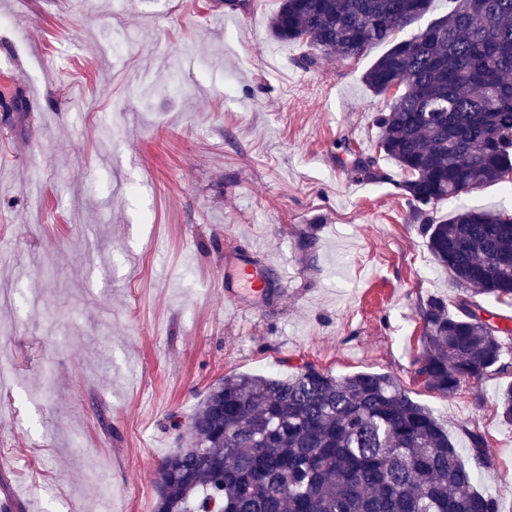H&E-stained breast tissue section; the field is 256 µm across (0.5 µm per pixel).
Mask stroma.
Segmentation results:
<instances>
[{
	"instance_id": "obj_1",
	"label": "stroma",
	"mask_w": 512,
	"mask_h": 512,
	"mask_svg": "<svg viewBox=\"0 0 512 512\" xmlns=\"http://www.w3.org/2000/svg\"><path fill=\"white\" fill-rule=\"evenodd\" d=\"M280 0H0V458L21 512H154L210 387L307 363L387 373L432 410L475 490L512 512V366L444 397L414 383L418 305L457 293L376 155L364 73L272 37ZM232 89H225V80ZM350 150H343V143ZM512 213L506 184L436 205ZM270 265L258 311L224 302V259ZM287 281H280V274Z\"/></svg>"
}]
</instances>
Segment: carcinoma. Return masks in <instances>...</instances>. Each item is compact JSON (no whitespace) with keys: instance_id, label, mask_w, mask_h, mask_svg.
<instances>
[{"instance_id":"carcinoma-1","label":"carcinoma","mask_w":512,"mask_h":512,"mask_svg":"<svg viewBox=\"0 0 512 512\" xmlns=\"http://www.w3.org/2000/svg\"><path fill=\"white\" fill-rule=\"evenodd\" d=\"M453 2L402 40L433 0H280L270 22L278 40L339 60L388 46L364 74L377 96L397 87L375 118L378 152L400 169L413 221L461 289L418 309L413 372L447 397L512 354L506 316L474 300L512 308V220L479 208L440 221L427 213L512 171V0ZM377 166L371 155L355 160L370 180ZM496 409L512 425V384ZM189 433V445L158 464L154 512H499L495 497L474 490V472L432 411L385 373L336 377L307 363L286 380L227 376ZM468 436L485 463L483 436Z\"/></svg>"}]
</instances>
